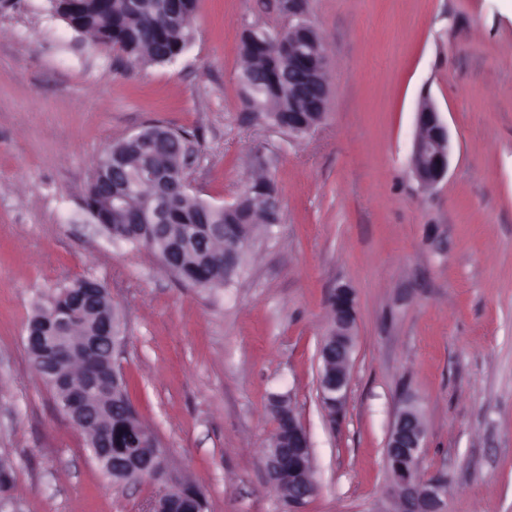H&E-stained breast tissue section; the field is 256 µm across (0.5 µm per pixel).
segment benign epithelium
<instances>
[{
  "mask_svg": "<svg viewBox=\"0 0 512 512\" xmlns=\"http://www.w3.org/2000/svg\"><path fill=\"white\" fill-rule=\"evenodd\" d=\"M54 11L70 26L78 29L80 22L70 9L69 0H51ZM283 9L291 22L282 30L278 46L288 53V132L302 136L310 132L323 118L329 98L326 79L328 59L315 29L302 17L296 0H282ZM132 148L139 152L144 162L135 183L126 178L123 166L112 167V179L106 197L120 214L123 224L168 223L171 166H159L152 160V148L167 139V135L153 127H145L129 136ZM451 144L448 123L429 96H422L417 111V133L413 142L412 164L416 180L424 187L441 182L448 173ZM266 212V228L280 221L278 192L263 190ZM331 340L321 345L325 370L320 381L321 394L328 405L339 410L349 384V366L354 345L356 315L351 288L341 285L336 288L331 301ZM102 344L112 347L117 354L123 345L118 320L104 321L92 338H83L76 347L65 346L60 360L75 351L89 357L90 349ZM69 400L62 412L80 432L91 433L90 442L94 459L112 470V457L99 448L104 436V423L111 411L106 401H90L72 385L66 386ZM270 410L279 424L288 431V438L274 430L272 446L267 449L262 467L267 483L280 494L287 495L288 504L294 512H301L308 499L317 493L311 446L306 431L286 395L277 396ZM426 429L421 414L407 396L398 411L386 444V466L389 474L387 499L393 506L390 512H446L448 499V477L440 474L424 480L420 477L421 448L424 447ZM127 472H136L134 481H142L145 471L153 475L157 493L149 500L146 512H160V503L168 492L176 490L182 496L190 495L189 485L178 482L171 475L168 460L163 451L145 456L136 449L127 457L122 467Z\"/></svg>",
  "mask_w": 512,
  "mask_h": 512,
  "instance_id": "benign-epithelium-1",
  "label": "benign epithelium"
}]
</instances>
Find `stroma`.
Here are the masks:
<instances>
[{
    "label": "stroma",
    "mask_w": 512,
    "mask_h": 512,
    "mask_svg": "<svg viewBox=\"0 0 512 512\" xmlns=\"http://www.w3.org/2000/svg\"><path fill=\"white\" fill-rule=\"evenodd\" d=\"M329 61L323 120L295 136L242 99L240 36L286 28L279 0H197L172 64L92 43L49 0L0 10V512H144L32 369L39 297L77 279L112 295L115 361L141 421L207 512H290L261 464L274 394L308 433L317 493L303 512H384L386 441L404 396L426 428L420 474L448 476L447 512H512V0H301ZM448 123V174L412 168L417 108ZM149 124L191 135L186 176L216 206L252 173L280 222L227 288H195L150 250L113 243L83 208L97 160ZM354 292L350 382L319 392L336 288Z\"/></svg>",
    "instance_id": "35a3bbf8"
}]
</instances>
